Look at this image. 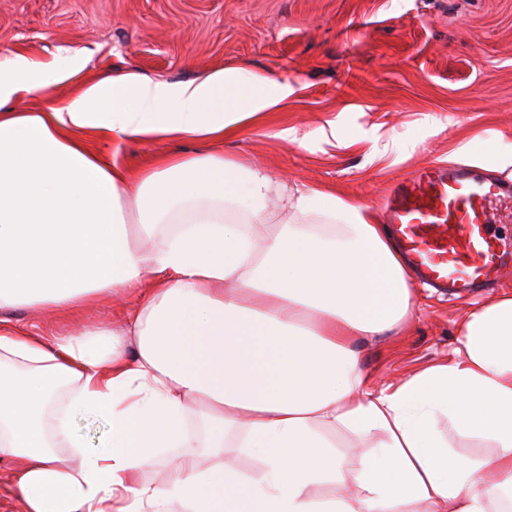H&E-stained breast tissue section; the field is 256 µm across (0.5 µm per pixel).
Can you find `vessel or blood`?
Here are the masks:
<instances>
[{"label":"vessel or blood","mask_w":512,"mask_h":512,"mask_svg":"<svg viewBox=\"0 0 512 512\" xmlns=\"http://www.w3.org/2000/svg\"><path fill=\"white\" fill-rule=\"evenodd\" d=\"M385 208L391 235L423 282L464 292L494 280L503 257L494 227L512 223V182L431 162L399 182Z\"/></svg>","instance_id":"vessel-or-blood-1"}]
</instances>
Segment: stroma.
I'll use <instances>...</instances> for the list:
<instances>
[{"instance_id":"obj_1","label":"stroma","mask_w":512,"mask_h":512,"mask_svg":"<svg viewBox=\"0 0 512 512\" xmlns=\"http://www.w3.org/2000/svg\"><path fill=\"white\" fill-rule=\"evenodd\" d=\"M77 51L89 83L129 69L174 82L224 68L290 83L287 106L244 125L225 157L378 219L400 178L462 141L512 155V0H0V53L62 62ZM89 146L132 168L209 149L174 138ZM410 286L412 322L360 345L363 367L386 382L447 356L463 307L512 291V267L465 296L415 278ZM138 303L103 298L74 318L20 307L8 318L51 340L79 323L120 324Z\"/></svg>"}]
</instances>
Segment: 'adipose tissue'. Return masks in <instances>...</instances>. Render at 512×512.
<instances>
[{
    "label": "adipose tissue",
    "mask_w": 512,
    "mask_h": 512,
    "mask_svg": "<svg viewBox=\"0 0 512 512\" xmlns=\"http://www.w3.org/2000/svg\"><path fill=\"white\" fill-rule=\"evenodd\" d=\"M85 66L0 55V314L140 303L122 328L50 342L0 322V464L19 512H512V295L467 307L448 357L374 383L357 345L414 303L367 206L215 152L120 168L77 138L223 141L294 87L129 70L17 108ZM78 418L108 424L97 446ZM170 448L166 484L143 482Z\"/></svg>",
    "instance_id": "obj_1"
}]
</instances>
